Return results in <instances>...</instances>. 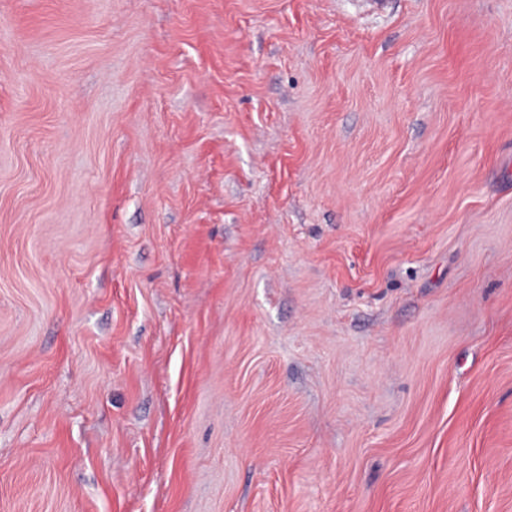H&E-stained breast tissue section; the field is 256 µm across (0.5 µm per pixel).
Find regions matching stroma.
Masks as SVG:
<instances>
[{"mask_svg":"<svg viewBox=\"0 0 512 512\" xmlns=\"http://www.w3.org/2000/svg\"><path fill=\"white\" fill-rule=\"evenodd\" d=\"M0 512H512V0H0Z\"/></svg>","mask_w":512,"mask_h":512,"instance_id":"1","label":"stroma"}]
</instances>
